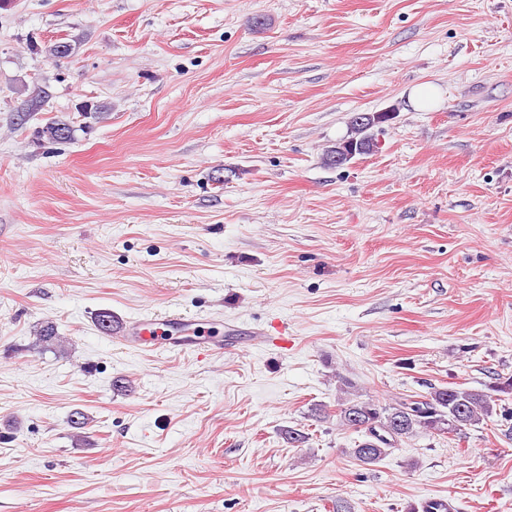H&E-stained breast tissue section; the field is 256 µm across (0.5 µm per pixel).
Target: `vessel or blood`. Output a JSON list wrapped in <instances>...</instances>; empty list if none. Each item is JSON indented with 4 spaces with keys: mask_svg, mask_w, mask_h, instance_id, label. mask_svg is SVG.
<instances>
[{
    "mask_svg": "<svg viewBox=\"0 0 512 512\" xmlns=\"http://www.w3.org/2000/svg\"><path fill=\"white\" fill-rule=\"evenodd\" d=\"M125 342L135 351L155 356L173 351L209 355L212 344L201 320H188L177 314L148 313L129 321Z\"/></svg>",
    "mask_w": 512,
    "mask_h": 512,
    "instance_id": "1",
    "label": "vessel or blood"
}]
</instances>
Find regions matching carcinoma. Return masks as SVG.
Masks as SVG:
<instances>
[{
	"mask_svg": "<svg viewBox=\"0 0 512 512\" xmlns=\"http://www.w3.org/2000/svg\"><path fill=\"white\" fill-rule=\"evenodd\" d=\"M387 122L352 119L351 134L326 153L328 164L349 144L351 156L373 151L375 142L370 130ZM512 395V376L502 377L486 391L458 387H433L426 395L411 396L394 405H381L373 400L342 399L339 420L342 424L361 430L364 439L349 449V455L363 466L381 461L399 442L419 435L457 436L471 427L484 424L496 412L502 396Z\"/></svg>",
	"mask_w": 512,
	"mask_h": 512,
	"instance_id": "carcinoma-1",
	"label": "carcinoma"
}]
</instances>
